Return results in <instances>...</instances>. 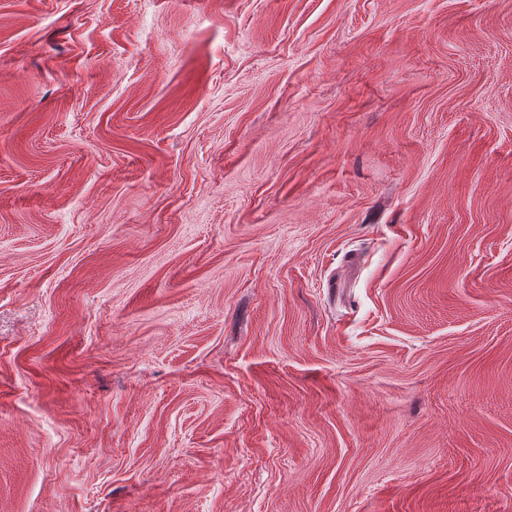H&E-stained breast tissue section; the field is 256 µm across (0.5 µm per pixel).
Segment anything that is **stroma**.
Listing matches in <instances>:
<instances>
[{
	"mask_svg": "<svg viewBox=\"0 0 512 512\" xmlns=\"http://www.w3.org/2000/svg\"><path fill=\"white\" fill-rule=\"evenodd\" d=\"M0 512H512V0H0Z\"/></svg>",
	"mask_w": 512,
	"mask_h": 512,
	"instance_id": "35a3bbf8",
	"label": "stroma"
}]
</instances>
